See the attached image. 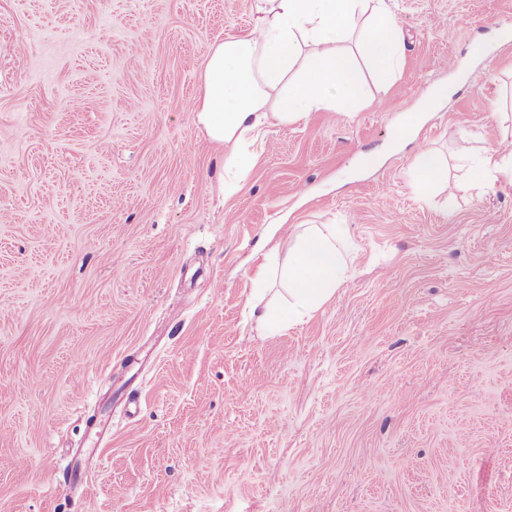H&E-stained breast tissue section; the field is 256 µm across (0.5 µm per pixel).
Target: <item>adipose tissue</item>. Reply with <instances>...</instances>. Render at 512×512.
<instances>
[{"label":"adipose tissue","mask_w":512,"mask_h":512,"mask_svg":"<svg viewBox=\"0 0 512 512\" xmlns=\"http://www.w3.org/2000/svg\"><path fill=\"white\" fill-rule=\"evenodd\" d=\"M254 31L214 45L203 74V93L195 110L208 137L231 147L225 196H233L254 164L251 151L269 115L297 121L311 112L350 110L358 103L363 71L356 58L333 51V43L356 36L362 51L377 61L382 76L402 62L404 37L385 0H373L371 21L356 24L364 0H259ZM325 50L302 56L305 43ZM302 75L289 81L288 73ZM278 264L286 298L266 299L271 264ZM343 233L332 224H300L286 258L270 251L256 272L252 307L267 333L278 334L318 311L348 278Z\"/></svg>","instance_id":"ef3b65f1"}]
</instances>
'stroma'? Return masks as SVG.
Returning a JSON list of instances; mask_svg holds the SVG:
<instances>
[{"label": "stroma", "mask_w": 512, "mask_h": 512, "mask_svg": "<svg viewBox=\"0 0 512 512\" xmlns=\"http://www.w3.org/2000/svg\"><path fill=\"white\" fill-rule=\"evenodd\" d=\"M387 6L401 68L269 118L228 198L194 105L258 0H0V512H512V183L467 167L512 141V0ZM298 224L351 275L270 335L258 246ZM414 171L421 181L429 185H436L444 178L443 169L434 163L426 150L417 153Z\"/></svg>", "instance_id": "1"}]
</instances>
